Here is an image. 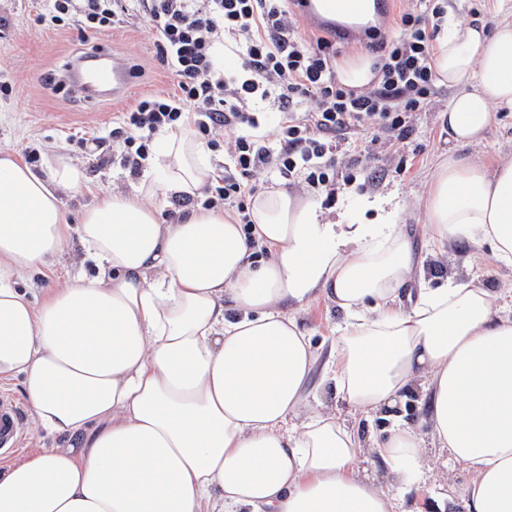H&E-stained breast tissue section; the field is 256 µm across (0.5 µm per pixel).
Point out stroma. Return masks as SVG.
I'll list each match as a JSON object with an SVG mask.
<instances>
[{"mask_svg":"<svg viewBox=\"0 0 512 512\" xmlns=\"http://www.w3.org/2000/svg\"><path fill=\"white\" fill-rule=\"evenodd\" d=\"M48 11L49 0H0V17L7 20L0 28V151L22 157L34 149L43 158L63 153L81 164L87 189L64 197L68 209L76 213L100 195L135 192L138 178L123 166V143L113 138L112 131L120 127L123 112L137 99L173 91L174 86L155 57L154 38L138 0H128L123 23L97 35L81 33L71 22L51 25L44 19ZM296 20L307 35L335 38L334 23L303 10L297 11ZM335 40L339 60L373 54L363 30H351L348 38ZM92 47L108 49L131 68L133 81L124 98L89 101L72 95L61 66L75 52ZM449 98L448 88L436 85L426 108L414 113L413 131L406 143L371 129L349 135L336 152L333 188L310 189L301 176L286 181L272 175L267 185L311 196L332 216L350 208L355 198L397 192L409 205L403 222L427 279L435 285L453 279L487 288L501 295L502 305L511 310L512 267L498 263L486 249L459 243L441 253L427 242L423 202L435 165L448 155L444 114ZM458 153L486 161L499 154L511 155L512 112H496L485 142L459 148ZM83 258L78 237H71L50 272L23 274L18 285L24 288L36 282L55 287L83 268ZM298 319L314 342L329 347L336 339L342 313L320 298L300 311ZM465 477L461 467L449 468L443 479L406 494L403 512H426L432 499L447 494L452 497L450 512H466L454 495Z\"/></svg>","mask_w":512,"mask_h":512,"instance_id":"obj_1","label":"stroma"}]
</instances>
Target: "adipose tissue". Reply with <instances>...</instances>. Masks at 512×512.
<instances>
[{
  "label": "adipose tissue",
  "instance_id": "obj_1",
  "mask_svg": "<svg viewBox=\"0 0 512 512\" xmlns=\"http://www.w3.org/2000/svg\"><path fill=\"white\" fill-rule=\"evenodd\" d=\"M495 3L492 23L445 20L432 49L460 146L512 111V0ZM215 175L182 123L135 193L96 199L72 225L62 194L85 187L83 169L0 151V381L20 380L56 441L0 465V512H396L451 463L469 474L468 512H512V317L492 294L421 277L392 191L333 221L269 190L247 228L219 207L162 223L157 196L201 197ZM425 209L438 250L467 241L512 266V157L449 152ZM73 234L93 276L16 287ZM320 297L344 314L325 360L296 318ZM315 377L390 427L364 446ZM416 388L425 434L402 414Z\"/></svg>",
  "mask_w": 512,
  "mask_h": 512
}]
</instances>
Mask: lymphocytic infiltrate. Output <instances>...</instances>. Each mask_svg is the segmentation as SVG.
<instances>
[{
    "label": "lymphocytic infiltrate",
    "instance_id": "obj_1",
    "mask_svg": "<svg viewBox=\"0 0 512 512\" xmlns=\"http://www.w3.org/2000/svg\"><path fill=\"white\" fill-rule=\"evenodd\" d=\"M52 24L70 20L81 32L101 34L119 21L117 0H51ZM154 34L155 55L171 73L174 92L141 97L123 117L124 166L138 173L158 131L192 118L206 132L222 129L230 158L206 207L236 208L249 224L243 197L262 175L282 179L305 172L311 185L329 182L330 161L345 134L373 128L403 141L411 118L434 93L431 42L444 21L439 0H416L397 22L399 35L373 48L374 85L363 92L337 78L335 41L307 42L297 32L284 0H139ZM232 50L240 67L227 66ZM273 100L280 114L274 139L256 137V106ZM308 102L297 115L299 102Z\"/></svg>",
    "mask_w": 512,
    "mask_h": 512
}]
</instances>
